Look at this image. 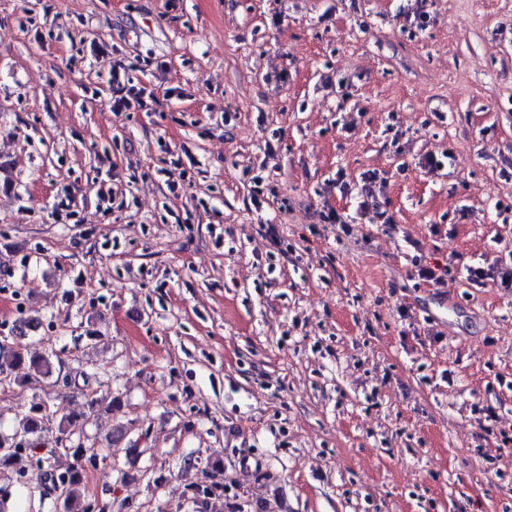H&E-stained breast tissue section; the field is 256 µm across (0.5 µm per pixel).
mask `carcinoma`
<instances>
[{
    "label": "carcinoma",
    "instance_id": "carcinoma-1",
    "mask_svg": "<svg viewBox=\"0 0 512 512\" xmlns=\"http://www.w3.org/2000/svg\"><path fill=\"white\" fill-rule=\"evenodd\" d=\"M43 377L54 372V364L46 355H33L27 349L16 346L0 345V376L12 378L19 368ZM17 423L11 436L0 435V470L12 468L21 451L45 446L49 442L67 441L64 451L73 458L72 464L62 472L51 474L52 480L62 485L61 501L57 503L58 512H85L81 488L86 483L85 464L93 461L97 452L72 443V437L79 434V429L87 421L84 414L63 416L54 421L52 414L41 405H34L28 411L16 417Z\"/></svg>",
    "mask_w": 512,
    "mask_h": 512
}]
</instances>
